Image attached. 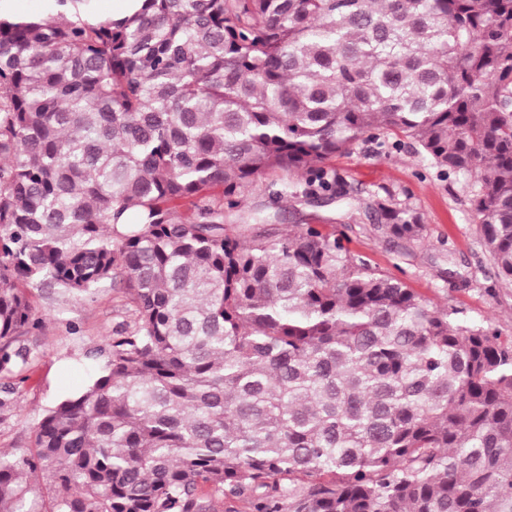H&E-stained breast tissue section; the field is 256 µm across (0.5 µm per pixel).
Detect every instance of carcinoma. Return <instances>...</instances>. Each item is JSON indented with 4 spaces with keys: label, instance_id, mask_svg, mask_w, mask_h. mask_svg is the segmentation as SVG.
<instances>
[{
    "label": "carcinoma",
    "instance_id": "cac0c4a2",
    "mask_svg": "<svg viewBox=\"0 0 512 512\" xmlns=\"http://www.w3.org/2000/svg\"><path fill=\"white\" fill-rule=\"evenodd\" d=\"M53 7L0 4V374L31 289L112 282L134 319L0 450V512H512V340L247 205L277 170L333 199L327 163L389 132L468 179L511 284L512 0Z\"/></svg>",
    "mask_w": 512,
    "mask_h": 512
}]
</instances>
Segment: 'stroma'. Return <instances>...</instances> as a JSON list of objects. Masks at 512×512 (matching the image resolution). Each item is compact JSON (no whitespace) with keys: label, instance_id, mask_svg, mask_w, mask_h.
I'll use <instances>...</instances> for the list:
<instances>
[{"label":"stroma","instance_id":"obj_1","mask_svg":"<svg viewBox=\"0 0 512 512\" xmlns=\"http://www.w3.org/2000/svg\"><path fill=\"white\" fill-rule=\"evenodd\" d=\"M339 196L328 205L309 200L273 203L284 226L327 224L345 234L356 257L399 279L441 307L458 309L461 320L512 338V286L502 281L476 233L464 177L435 166L410 142L394 135L361 137L331 162ZM390 201L417 213L420 241L394 239L375 213ZM30 303L39 327L18 339L33 354L29 364L0 384L10 385L13 416L0 423V448L29 449L33 429L59 396L79 391L105 356L108 337L133 316L122 293L102 288L94 299H62L34 290Z\"/></svg>","mask_w":512,"mask_h":512}]
</instances>
